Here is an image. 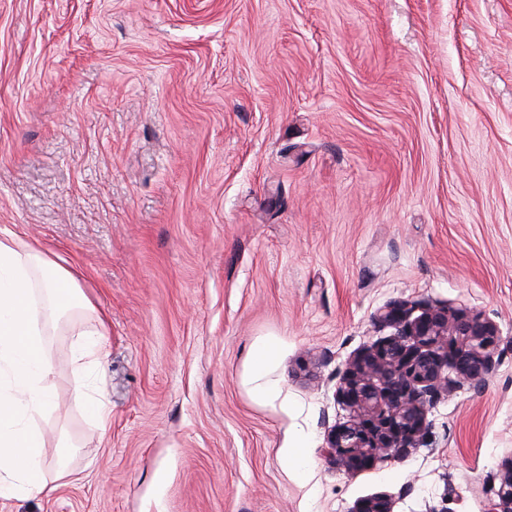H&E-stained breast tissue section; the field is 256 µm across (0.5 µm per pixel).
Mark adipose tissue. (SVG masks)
I'll list each match as a JSON object with an SVG mask.
<instances>
[{"label": "adipose tissue", "instance_id": "ef3b65f1", "mask_svg": "<svg viewBox=\"0 0 512 512\" xmlns=\"http://www.w3.org/2000/svg\"><path fill=\"white\" fill-rule=\"evenodd\" d=\"M90 316L92 339L74 348L73 398L89 405L100 429H108L112 408L91 380L108 354L107 325L78 284L76 276L42 250L0 236V499L36 495L46 489L44 472L54 466L67 475L58 457L44 451V422L55 412L46 384L54 370L50 335L66 316ZM281 351L277 339L255 343L249 353L245 382L252 398L287 409L282 388L272 378Z\"/></svg>", "mask_w": 512, "mask_h": 512}]
</instances>
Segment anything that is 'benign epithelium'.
Segmentation results:
<instances>
[{"instance_id":"7a95c632","label":"benign epithelium","mask_w":512,"mask_h":512,"mask_svg":"<svg viewBox=\"0 0 512 512\" xmlns=\"http://www.w3.org/2000/svg\"><path fill=\"white\" fill-rule=\"evenodd\" d=\"M375 320L392 333L345 361L335 396L352 415L325 439V453L352 475L418 447L443 396L464 385L482 387L500 361L497 326L464 309L398 300ZM491 481L498 489L485 512H512V458ZM349 512H393V501L374 495Z\"/></svg>"}]
</instances>
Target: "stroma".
<instances>
[{
	"mask_svg": "<svg viewBox=\"0 0 512 512\" xmlns=\"http://www.w3.org/2000/svg\"><path fill=\"white\" fill-rule=\"evenodd\" d=\"M108 322V430L50 339L74 477L0 512H484L512 456V0H0V235ZM398 299L501 360L406 457L322 454L344 360ZM275 338L289 407L251 397ZM305 444L302 464L280 454Z\"/></svg>",
	"mask_w": 512,
	"mask_h": 512,
	"instance_id": "1",
	"label": "stroma"
}]
</instances>
